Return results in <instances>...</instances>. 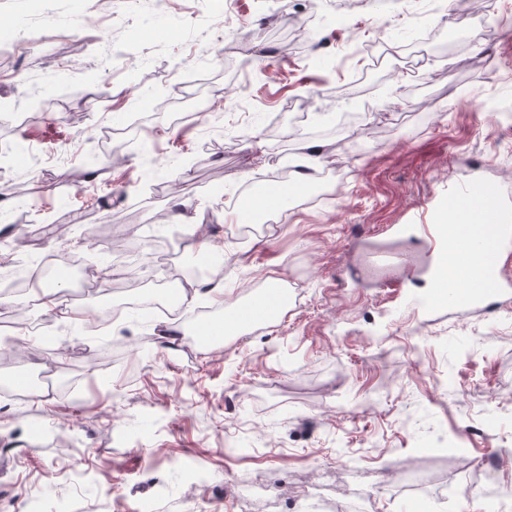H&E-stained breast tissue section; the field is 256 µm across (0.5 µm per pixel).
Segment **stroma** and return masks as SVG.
<instances>
[{
  "mask_svg": "<svg viewBox=\"0 0 512 512\" xmlns=\"http://www.w3.org/2000/svg\"><path fill=\"white\" fill-rule=\"evenodd\" d=\"M328 2L237 0L222 25L224 0L204 17L184 0H48L40 13L0 0V103L30 117L0 116V260L78 253L96 268L78 319L0 306L18 322L0 327V351L15 353L0 378L67 372L78 390L0 395V512H28L34 496L55 512L62 493L66 512H306L318 475L328 512H489L493 496L512 512V300L414 304L431 268L417 216L435 217L448 182L496 185L512 225V0H485L471 48L414 72L374 70L377 49L406 55L443 20L379 19L371 0H344L350 25L305 42L301 23ZM115 36L120 54L102 66ZM200 43L210 60L192 58ZM198 78L207 109L171 125ZM132 112L151 163L107 139ZM312 142L338 172L334 198L308 205L294 186L287 222L243 223L235 193L271 185ZM13 143L29 154L6 153ZM90 153L101 174L71 183ZM33 178L40 190L18 208L14 188ZM104 224L131 252H108L93 235ZM202 241L223 252L222 279L187 280L183 320L114 319L120 366L101 370L82 316L163 292L162 271H185ZM380 252L395 267L372 266ZM272 268L297 295L287 316L199 342L188 317L245 308ZM259 481L267 496H238Z\"/></svg>",
  "mask_w": 512,
  "mask_h": 512,
  "instance_id": "1",
  "label": "stroma"
}]
</instances>
